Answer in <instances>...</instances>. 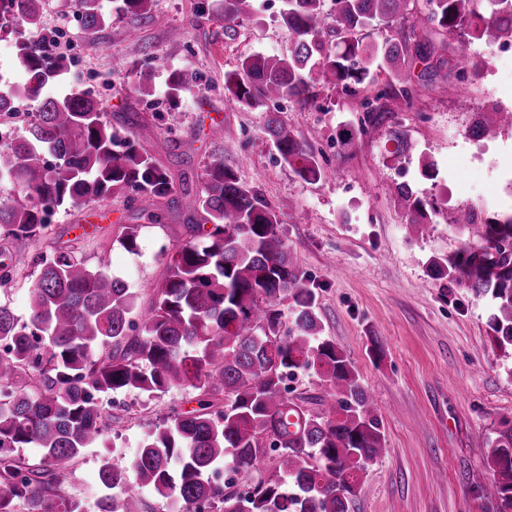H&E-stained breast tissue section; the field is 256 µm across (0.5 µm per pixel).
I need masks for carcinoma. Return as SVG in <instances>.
<instances>
[{
  "label": "carcinoma",
  "instance_id": "obj_1",
  "mask_svg": "<svg viewBox=\"0 0 512 512\" xmlns=\"http://www.w3.org/2000/svg\"><path fill=\"white\" fill-rule=\"evenodd\" d=\"M47 0H0V31L38 27ZM83 27L97 32L108 18L101 0H75ZM130 14H147L153 0H117ZM282 21L292 40L286 56L253 54L227 77L231 99L248 106L284 96L303 106L317 93L303 71L334 89L366 91L363 122L377 123L381 99L411 106L418 92L407 70L416 62L435 77L430 44L418 32L443 37L470 30L488 42L512 39V0H285ZM248 0H224V21L247 11ZM375 21L409 23L412 33L366 43L361 32ZM23 84L0 74V181L14 187L0 206V288L13 286L19 264L30 268V313L18 318L0 304V512H83L63 485L83 450L112 433V399L131 389L153 401L189 386L197 407H172L147 435L133 464L139 487L184 504L185 512H348L357 477L385 444L382 421L361 375L330 339L321 336L317 297L281 231V219L260 191L241 182L224 158L205 170L204 188L175 194L165 171L140 154L131 139L119 141L90 92L51 91L59 66L47 65L46 47L18 39ZM395 70L397 83L370 79L372 68ZM487 66L461 59L457 91L466 73ZM187 90L173 72L168 96ZM34 112L17 136L12 119L20 99ZM512 118L499 110L477 113L473 134L492 137ZM266 131L281 159L304 180L321 167L313 148L297 138L278 113H267ZM405 221L419 231L430 217L426 203L405 184L399 188ZM165 199L185 215L187 239L169 258L162 283L148 301L140 290L75 248L51 253L21 251L47 238L50 218L101 200ZM476 245L435 257L428 271L454 280L489 300L496 342L512 347V218L466 225ZM142 225L126 224L117 238L139 249ZM290 302L295 329L285 328ZM322 382L317 394L288 397L287 381L304 373ZM42 449L31 465L15 449ZM489 485L479 488L485 512H512V422L487 443ZM226 468L246 478L245 488L219 484ZM104 494L97 512H145L127 471L109 457L100 461Z\"/></svg>",
  "mask_w": 512,
  "mask_h": 512
}]
</instances>
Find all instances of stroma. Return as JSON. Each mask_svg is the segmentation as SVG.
I'll return each mask as SVG.
<instances>
[{"label":"stroma","instance_id":"35a3bbf8","mask_svg":"<svg viewBox=\"0 0 512 512\" xmlns=\"http://www.w3.org/2000/svg\"><path fill=\"white\" fill-rule=\"evenodd\" d=\"M282 9L283 0H252L231 29L222 19L224 0H154L146 15L115 9L98 33L103 49L92 54L73 0H50L41 28L26 35L62 33L74 63L63 69L60 87L101 95L113 125L128 123L136 147L168 171L174 188L201 190L206 165L220 157L279 211L285 240L316 290L323 335L359 369L383 423L385 450L361 474L349 512H482L476 487L491 477L487 441L512 419V350L496 345L488 302L456 281L432 278L427 262L467 244L459 212L472 209L487 221L499 211L496 198L506 185L491 180L487 165L512 151V129L480 140L471 126L494 100L512 110V90L491 75L461 86L455 98L428 83L412 105L388 103L382 124L341 146L338 129L364 116L362 95L321 86L307 108L288 98L265 106L228 98L225 79L241 59L287 54ZM145 64L155 71L146 95L136 77ZM174 71L188 89L173 104L167 83ZM462 97L472 111L460 108ZM275 109L314 148L318 180H302L280 158L265 132ZM216 123L224 130L218 140L210 136ZM396 130L407 142L399 161L388 152ZM184 137L194 139L196 151L179 158L172 142ZM424 155L436 164L434 178L421 174ZM404 184L435 207L425 234L405 222L398 195ZM152 212L165 213L162 225L149 224ZM126 224L142 227L139 252L115 243ZM186 238L180 212L165 201L145 213L115 199L58 213L42 247H77L90 264L105 263L132 287L150 290L165 275L167 253ZM374 336L384 350L377 362L368 351ZM193 397L188 388L150 403L138 392L122 393L131 419L85 449L67 484L85 512H96L102 494L101 457L129 465L166 406L188 410Z\"/></svg>","mask_w":512,"mask_h":512}]
</instances>
